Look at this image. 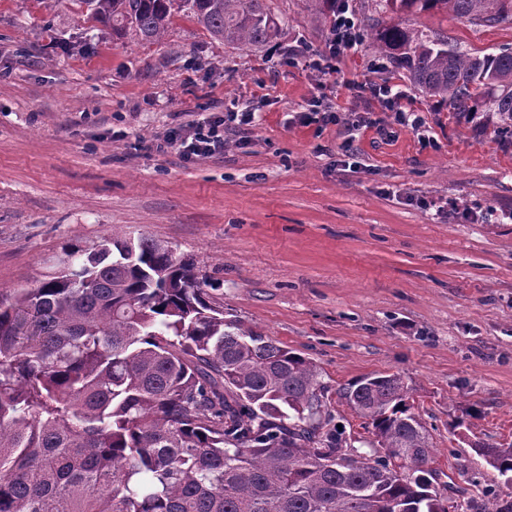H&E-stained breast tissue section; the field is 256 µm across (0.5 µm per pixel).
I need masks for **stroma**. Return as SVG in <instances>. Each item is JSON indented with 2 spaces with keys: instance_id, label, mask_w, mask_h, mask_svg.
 Masks as SVG:
<instances>
[{
  "instance_id": "obj_1",
  "label": "stroma",
  "mask_w": 512,
  "mask_h": 512,
  "mask_svg": "<svg viewBox=\"0 0 512 512\" xmlns=\"http://www.w3.org/2000/svg\"><path fill=\"white\" fill-rule=\"evenodd\" d=\"M264 50L229 48L181 19L162 45L114 39L55 0H0V295L55 271L63 247L145 235L191 255L226 318L310 358L347 436L368 438L339 391L398 374L429 429L435 465L465 488L504 479L475 443H512V139L491 113L458 121L368 38L309 69L330 28L309 0ZM356 25L444 34L480 55L512 23L397 16L382 0H336ZM391 82L426 130L393 124L367 86ZM339 124L303 125L329 104ZM252 109L222 157L187 162L149 145L211 112Z\"/></svg>"
}]
</instances>
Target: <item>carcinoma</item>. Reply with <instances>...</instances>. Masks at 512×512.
Returning a JSON list of instances; mask_svg holds the SVG:
<instances>
[{
  "instance_id": "cac0c4a2",
  "label": "carcinoma",
  "mask_w": 512,
  "mask_h": 512,
  "mask_svg": "<svg viewBox=\"0 0 512 512\" xmlns=\"http://www.w3.org/2000/svg\"><path fill=\"white\" fill-rule=\"evenodd\" d=\"M85 21L162 44L178 18L261 49L271 0H60ZM398 13L512 19V0H384ZM389 62L460 120L512 132V48L482 56L395 22ZM195 261L140 235L70 247L0 299V512H512L495 485L448 505L430 434L399 374L339 390L372 439L338 430L317 366L236 320ZM475 451L512 488V444Z\"/></svg>"
}]
</instances>
